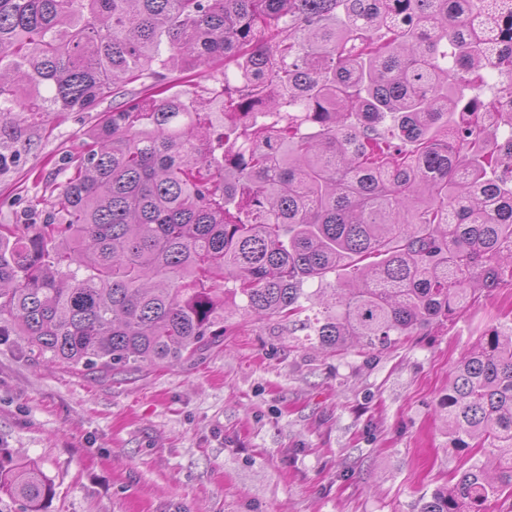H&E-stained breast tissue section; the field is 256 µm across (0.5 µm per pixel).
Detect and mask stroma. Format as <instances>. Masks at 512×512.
<instances>
[{"mask_svg":"<svg viewBox=\"0 0 512 512\" xmlns=\"http://www.w3.org/2000/svg\"><path fill=\"white\" fill-rule=\"evenodd\" d=\"M115 104L27 118L0 224L43 221ZM224 302L220 346L135 378L0 341V448L51 482L42 512H420L461 465L439 400L462 353L512 322V281L382 353L329 354Z\"/></svg>","mask_w":512,"mask_h":512,"instance_id":"35a3bbf8","label":"stroma"}]
</instances>
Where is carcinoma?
I'll list each match as a JSON object with an SVG mask.
<instances>
[{"mask_svg": "<svg viewBox=\"0 0 512 512\" xmlns=\"http://www.w3.org/2000/svg\"><path fill=\"white\" fill-rule=\"evenodd\" d=\"M216 60L211 97L166 95ZM489 71L512 74V0H0L8 136L142 84L46 223L0 224V336L126 377L223 341L230 292L324 349L397 347L512 277V85L485 98ZM440 407L463 466L420 512H489L512 496V327ZM0 491L42 512L51 487L0 448Z\"/></svg>", "mask_w": 512, "mask_h": 512, "instance_id": "cac0c4a2", "label": "carcinoma"}]
</instances>
